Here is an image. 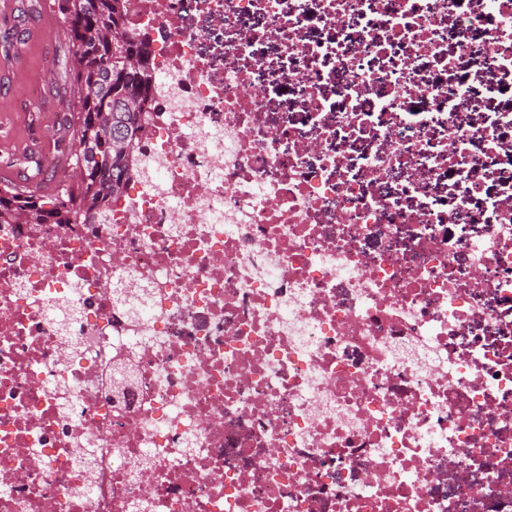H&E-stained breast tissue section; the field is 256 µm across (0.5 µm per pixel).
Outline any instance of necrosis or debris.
<instances>
[{"label": "necrosis or debris", "instance_id": "necrosis-or-debris-1", "mask_svg": "<svg viewBox=\"0 0 512 512\" xmlns=\"http://www.w3.org/2000/svg\"><path fill=\"white\" fill-rule=\"evenodd\" d=\"M127 15L144 177L108 224H0V512H512V111L465 119L512 0Z\"/></svg>", "mask_w": 512, "mask_h": 512}]
</instances>
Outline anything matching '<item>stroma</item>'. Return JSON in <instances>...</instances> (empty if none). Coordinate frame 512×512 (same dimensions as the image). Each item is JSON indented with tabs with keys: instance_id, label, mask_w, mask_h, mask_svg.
Masks as SVG:
<instances>
[{
	"instance_id": "35a3bbf8",
	"label": "stroma",
	"mask_w": 512,
	"mask_h": 512,
	"mask_svg": "<svg viewBox=\"0 0 512 512\" xmlns=\"http://www.w3.org/2000/svg\"><path fill=\"white\" fill-rule=\"evenodd\" d=\"M43 0H9L0 9V40L11 41L0 48V91L25 100V90L39 83L41 101L29 114L0 116V163L19 168L25 179L33 174L24 157L35 149L37 157L67 150L63 137L65 117L72 111L74 90L66 79L72 60L67 38L52 39L39 22ZM512 108V77L493 75L471 90V115Z\"/></svg>"
}]
</instances>
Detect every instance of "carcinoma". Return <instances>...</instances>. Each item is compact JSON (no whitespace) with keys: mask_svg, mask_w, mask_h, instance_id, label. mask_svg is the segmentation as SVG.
<instances>
[{"mask_svg":"<svg viewBox=\"0 0 512 512\" xmlns=\"http://www.w3.org/2000/svg\"><path fill=\"white\" fill-rule=\"evenodd\" d=\"M126 0H54L72 44L69 78L77 112L67 120V160L77 186L32 193L0 185V224H71L81 214L108 220L112 203L142 174L143 113L154 94L152 51L127 17Z\"/></svg>","mask_w":512,"mask_h":512,"instance_id":"cac0c4a2","label":"carcinoma"}]
</instances>
